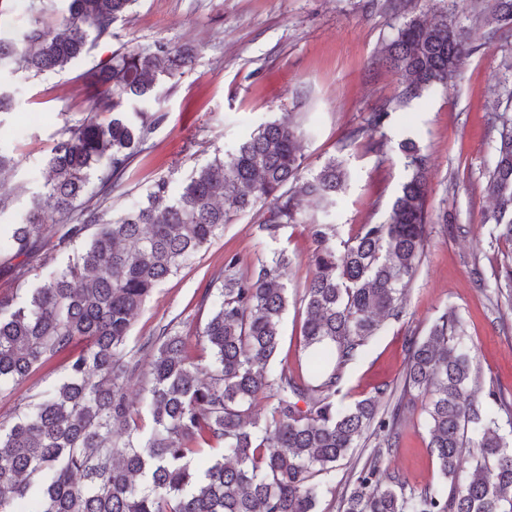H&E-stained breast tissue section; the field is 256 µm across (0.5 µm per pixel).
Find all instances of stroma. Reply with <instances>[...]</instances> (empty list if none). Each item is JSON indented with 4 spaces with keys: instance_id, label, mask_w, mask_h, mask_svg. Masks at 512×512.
Wrapping results in <instances>:
<instances>
[{
    "instance_id": "obj_1",
    "label": "stroma",
    "mask_w": 512,
    "mask_h": 512,
    "mask_svg": "<svg viewBox=\"0 0 512 512\" xmlns=\"http://www.w3.org/2000/svg\"><path fill=\"white\" fill-rule=\"evenodd\" d=\"M454 13L478 43L448 90L398 103L380 131L383 152L365 142L343 146L346 133L363 125L382 100H396L398 79L377 54L411 14ZM162 41L196 53L190 72L168 81L152 112L164 114L101 206L118 217L142 203L151 186L166 180L179 193L192 172L230 152L241 137L267 121L288 116L302 130L299 152L306 172L327 160L344 161L350 172L345 195L331 216L337 241L359 225L380 222L407 176L399 142L415 139L430 157L429 222L420 266L405 293L402 312L384 319L378 333L342 370L334 401L343 408L385 389L380 410H399V440L383 466L406 490L443 482L428 448V415L422 399L402 400L408 360L406 339L427 336L442 316L455 315L483 386L512 403V243L499 238L495 202L486 192L502 118L512 117V26L489 35L481 14L460 13L454 0H413L410 11L391 0H137L112 24V37L97 44L59 74L25 80L0 72L11 85V110L0 112V151L15 158V171L0 180V194L13 205L0 213V291L19 288L7 269L10 228L28 199L42 191L43 160L66 121L85 116L95 93L94 72L113 52ZM261 209L235 215L220 234L147 298L130 330L127 346L175 322L194 334L215 303L213 275L228 257L241 273L257 259L287 251L289 306L282 320V346L273 371L306 368L300 343V300L314 247L303 224L279 237L262 229ZM64 376L55 358L0 392V421L11 419ZM379 444L370 437L321 479L320 512H341L344 493Z\"/></svg>"
}]
</instances>
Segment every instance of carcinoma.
<instances>
[{
  "label": "carcinoma",
  "instance_id": "obj_1",
  "mask_svg": "<svg viewBox=\"0 0 512 512\" xmlns=\"http://www.w3.org/2000/svg\"><path fill=\"white\" fill-rule=\"evenodd\" d=\"M135 0H70L51 26L45 0L24 29L0 35V70L37 78L60 72L89 47L112 36V23ZM491 23L512 21V0H489ZM476 50L457 22L441 13L407 20L382 51L400 77L397 101L448 86ZM194 55L157 42L112 55L98 72L92 113L67 123L45 160L44 191L32 197L11 234L14 277L26 280L43 254L78 250L43 282L0 293V392L53 357L65 356V377L13 423L0 422V512H318L319 477L333 470L367 434L387 448L358 472L345 512H512V447L480 400L471 361L456 342L458 321L444 316L422 339H407L403 393L430 396L428 448L445 485L406 492L381 469L392 452L398 415L380 413L385 390L337 409L332 397L341 368L380 326L401 313L403 295L425 241L428 155L400 141L409 175L383 223L359 225L336 250L329 217L349 172L332 158L305 176L301 130L288 119L260 125L223 159L196 171L178 196L157 181L146 202L114 220L82 199L121 178L164 115L140 104L157 98L160 82L191 69ZM393 101L378 105L343 146L385 126ZM487 191L499 209L500 237L512 242V118L502 122ZM314 209L307 212L302 203ZM270 202L262 228L277 238L288 224H306L316 244L302 298L306 374L271 363L281 346L288 307V255L261 259L249 277L227 260L218 299L197 336L166 326L147 338L139 358L127 350L132 320L150 292L223 230L231 216ZM208 350L212 371L188 361L191 345ZM136 377L141 410L124 393ZM479 431L469 475L458 460L468 426ZM212 452L202 468L195 460Z\"/></svg>",
  "mask_w": 512,
  "mask_h": 512
}]
</instances>
